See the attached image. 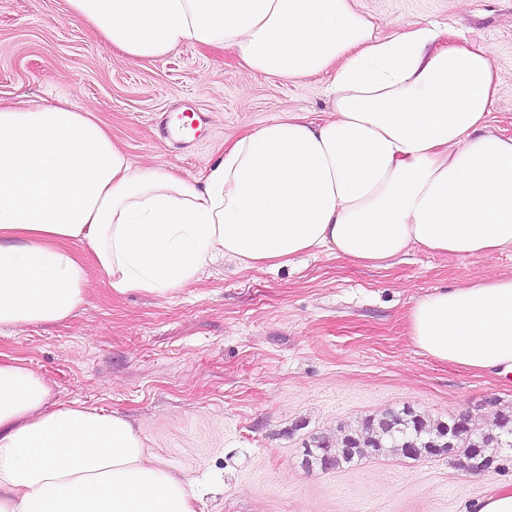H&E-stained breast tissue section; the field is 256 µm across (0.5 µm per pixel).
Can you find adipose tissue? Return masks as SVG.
Listing matches in <instances>:
<instances>
[{
  "mask_svg": "<svg viewBox=\"0 0 512 512\" xmlns=\"http://www.w3.org/2000/svg\"><path fill=\"white\" fill-rule=\"evenodd\" d=\"M113 48L152 61L179 45L233 51L297 80L326 70L331 117L286 112L188 180L134 166L91 111L0 102V326L71 318L88 244L113 292L168 300L207 263L276 266L324 250L387 268L417 247L512 252V136L489 126L500 76L485 44L440 26L379 36L356 0H67ZM415 345L512 376V275L420 298ZM194 493L125 416L52 401L0 360V512H196Z\"/></svg>",
  "mask_w": 512,
  "mask_h": 512,
  "instance_id": "1",
  "label": "adipose tissue"
}]
</instances>
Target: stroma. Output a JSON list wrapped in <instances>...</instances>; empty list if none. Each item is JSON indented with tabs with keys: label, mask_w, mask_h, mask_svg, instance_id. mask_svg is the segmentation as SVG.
<instances>
[{
	"label": "stroma",
	"mask_w": 512,
	"mask_h": 512,
	"mask_svg": "<svg viewBox=\"0 0 512 512\" xmlns=\"http://www.w3.org/2000/svg\"><path fill=\"white\" fill-rule=\"evenodd\" d=\"M379 36L435 21L483 41L500 84L492 125L512 135V0H358ZM330 73L284 82L243 70L234 52L186 43L156 61L108 46L66 0H0V100L88 108L141 167L198 175L239 135L286 112L325 119ZM202 117L171 138L172 112ZM85 302L65 323L0 327V356L19 358L53 390L134 421L169 469L194 481L198 512H471L500 473L394 451L334 470L308 469L313 437L411 407L484 426L512 410V378L422 353L409 310L438 288L512 275V253L461 258L418 248L388 268L328 252L287 265L221 261L171 300L113 294L88 244Z\"/></svg>",
	"instance_id": "stroma-1"
}]
</instances>
